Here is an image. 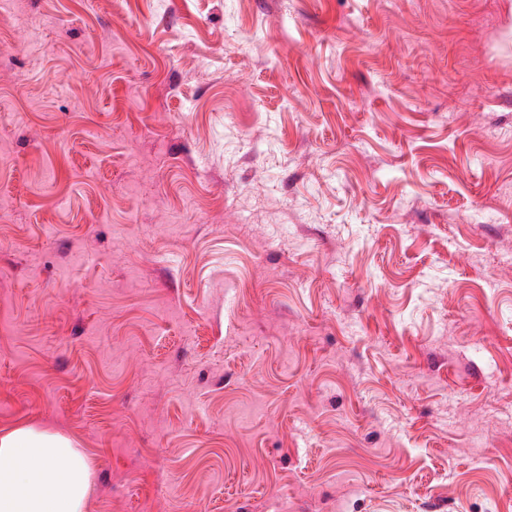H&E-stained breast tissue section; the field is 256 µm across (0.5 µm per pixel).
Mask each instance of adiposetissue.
Returning <instances> with one entry per match:
<instances>
[{
    "mask_svg": "<svg viewBox=\"0 0 512 512\" xmlns=\"http://www.w3.org/2000/svg\"><path fill=\"white\" fill-rule=\"evenodd\" d=\"M92 479L69 436L30 424L0 430V512H84Z\"/></svg>",
    "mask_w": 512,
    "mask_h": 512,
    "instance_id": "1",
    "label": "adipose tissue"
}]
</instances>
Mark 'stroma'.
I'll return each instance as SVG.
<instances>
[{
    "instance_id": "obj_1",
    "label": "stroma",
    "mask_w": 512,
    "mask_h": 512,
    "mask_svg": "<svg viewBox=\"0 0 512 512\" xmlns=\"http://www.w3.org/2000/svg\"><path fill=\"white\" fill-rule=\"evenodd\" d=\"M16 7L0 429L85 512H512V0ZM92 479L69 436L30 424L0 430V512H84Z\"/></svg>"
}]
</instances>
